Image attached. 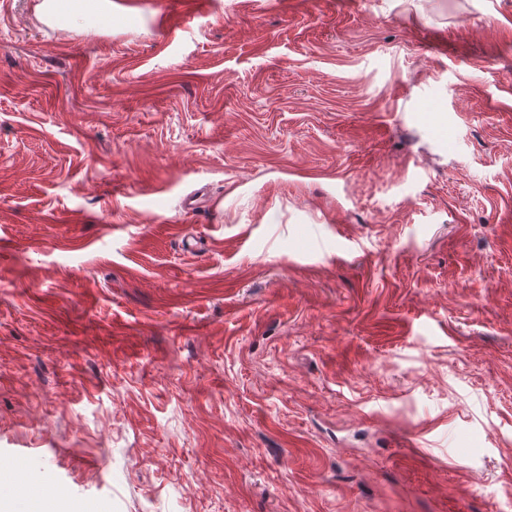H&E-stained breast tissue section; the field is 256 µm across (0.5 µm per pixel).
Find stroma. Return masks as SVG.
I'll use <instances>...</instances> for the list:
<instances>
[{
	"instance_id": "1",
	"label": "stroma",
	"mask_w": 512,
	"mask_h": 512,
	"mask_svg": "<svg viewBox=\"0 0 512 512\" xmlns=\"http://www.w3.org/2000/svg\"><path fill=\"white\" fill-rule=\"evenodd\" d=\"M38 3L0 462L56 512H512V0ZM95 2L99 1L45 0L38 5V9L43 15L65 14L75 24L109 26L112 23V10Z\"/></svg>"
}]
</instances>
